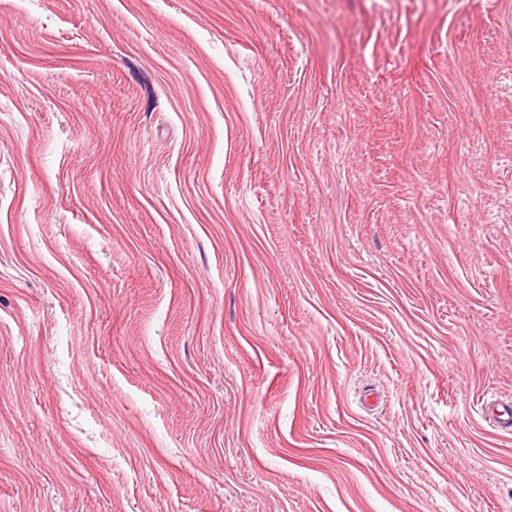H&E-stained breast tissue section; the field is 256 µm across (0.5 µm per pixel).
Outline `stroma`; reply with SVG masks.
Returning a JSON list of instances; mask_svg holds the SVG:
<instances>
[{"label":"stroma","instance_id":"stroma-1","mask_svg":"<svg viewBox=\"0 0 512 512\" xmlns=\"http://www.w3.org/2000/svg\"><path fill=\"white\" fill-rule=\"evenodd\" d=\"M512 0H0V512H512ZM486 415L497 427L510 431L512 429V402L487 403Z\"/></svg>","mask_w":512,"mask_h":512}]
</instances>
